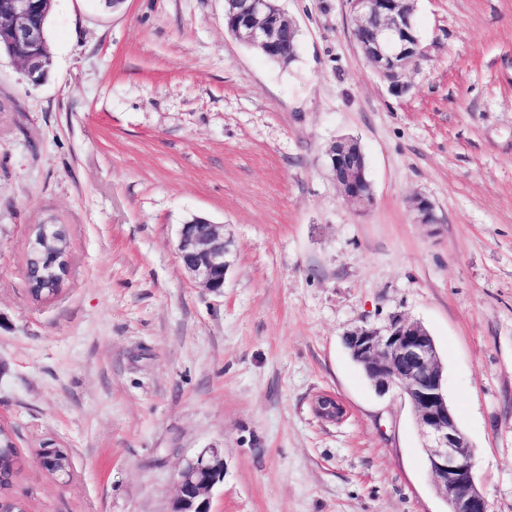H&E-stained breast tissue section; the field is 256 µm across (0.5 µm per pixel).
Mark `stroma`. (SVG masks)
I'll return each instance as SVG.
<instances>
[{
    "label": "stroma",
    "instance_id": "obj_1",
    "mask_svg": "<svg viewBox=\"0 0 512 512\" xmlns=\"http://www.w3.org/2000/svg\"><path fill=\"white\" fill-rule=\"evenodd\" d=\"M280 3L285 69L228 34L224 0H54L37 85L0 53V426L26 512H171L208 448L211 512H447L409 401L346 346L394 315L433 337L475 481L512 512V0H417L399 95L344 0ZM340 137L366 210L332 179ZM194 214L229 242L218 293L177 252ZM38 224L69 244L40 302ZM46 443L69 478L36 464ZM328 165L336 186L357 210H366L373 201L367 179L365 156L358 141L351 137L336 139L327 149Z\"/></svg>",
    "mask_w": 512,
    "mask_h": 512
}]
</instances>
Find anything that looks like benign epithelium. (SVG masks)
I'll list each match as a JSON object with an SVG mask.
<instances>
[{
  "mask_svg": "<svg viewBox=\"0 0 512 512\" xmlns=\"http://www.w3.org/2000/svg\"><path fill=\"white\" fill-rule=\"evenodd\" d=\"M355 21V41L372 70L388 81L389 89L401 94L406 71L424 55L414 26L416 0H346ZM225 15L231 20L229 34L238 41L268 53L276 50L285 31L297 27L271 0H225ZM49 0H0V40L13 48L14 59L36 83L43 78L44 33L32 23L34 14ZM328 165L336 186L357 210L373 201L366 176L365 156L351 137L335 140L327 149ZM54 225L44 224L31 238L39 254H54ZM178 253L190 278L207 290L224 288L228 244L224 225L195 216L182 225ZM353 360L376 388L399 389L410 401L416 423L425 439L429 470L434 484L448 504V512H490L489 502L474 477V452L461 431L448 403L443 365L433 338L416 321L393 317L383 330L360 327L347 335ZM70 465L62 448L44 447L36 462L46 468L44 456ZM224 481V456L216 448L200 453L177 474V496L172 512H210V493Z\"/></svg>",
  "mask_w": 512,
  "mask_h": 512,
  "instance_id": "1",
  "label": "benign epithelium"
}]
</instances>
